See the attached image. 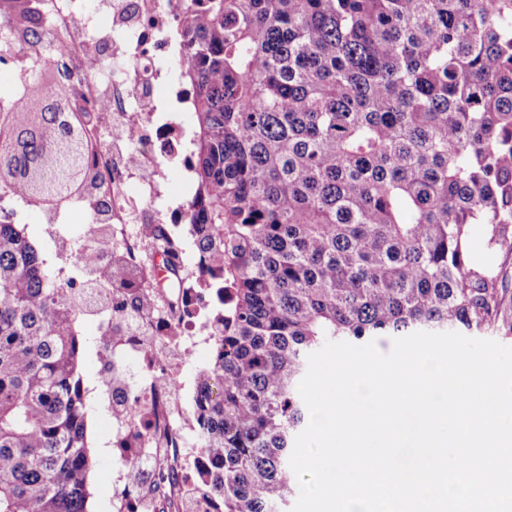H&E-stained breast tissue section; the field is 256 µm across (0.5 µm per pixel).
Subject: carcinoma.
<instances>
[{"label":"carcinoma","instance_id":"obj_1","mask_svg":"<svg viewBox=\"0 0 512 512\" xmlns=\"http://www.w3.org/2000/svg\"><path fill=\"white\" fill-rule=\"evenodd\" d=\"M194 91L189 221L210 274L214 353L197 373L203 487L224 512H281L309 416L298 385L325 341L418 331L512 339V295L474 240L512 253V0H184ZM0 207L78 200L104 212L88 148ZM124 253L67 283L19 224L0 222V512H88L93 459L76 328L83 303L151 306Z\"/></svg>","mask_w":512,"mask_h":512}]
</instances>
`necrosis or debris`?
<instances>
[{"instance_id": "necrosis-or-debris-1", "label": "necrosis or debris", "mask_w": 512, "mask_h": 512, "mask_svg": "<svg viewBox=\"0 0 512 512\" xmlns=\"http://www.w3.org/2000/svg\"><path fill=\"white\" fill-rule=\"evenodd\" d=\"M182 0H94L82 25L72 9L50 4L41 14L52 49L39 60L51 65L73 111L87 116L89 150L112 197L111 233L104 248H122L159 268L161 245L145 249L142 227L163 224L182 276L177 300L156 297L146 329L131 327L112 337L111 354L122 361L104 393L126 402L113 415L119 452L112 497L118 512H223V501L205 494L201 474L213 458L196 442L197 385L184 376V363L210 352L214 338L211 300L202 292L204 269L187 258L183 228L196 201L185 185L165 211H156V179L167 170L191 172L185 112L190 100L182 78L183 51L175 36ZM152 347H145L144 334ZM147 452L150 472L133 479L131 463Z\"/></svg>"}]
</instances>
